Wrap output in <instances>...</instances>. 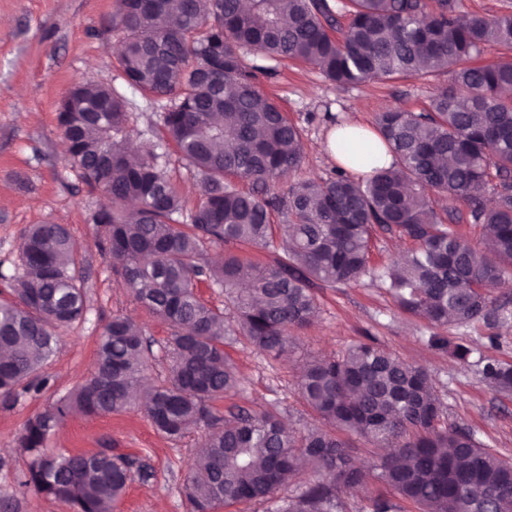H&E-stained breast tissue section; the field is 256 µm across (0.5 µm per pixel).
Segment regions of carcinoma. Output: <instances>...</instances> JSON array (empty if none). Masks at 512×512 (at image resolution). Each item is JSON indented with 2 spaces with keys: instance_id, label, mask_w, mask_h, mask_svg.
<instances>
[{
  "instance_id": "carcinoma-1",
  "label": "carcinoma",
  "mask_w": 512,
  "mask_h": 512,
  "mask_svg": "<svg viewBox=\"0 0 512 512\" xmlns=\"http://www.w3.org/2000/svg\"><path fill=\"white\" fill-rule=\"evenodd\" d=\"M118 0L111 39L126 83L166 101L160 120L198 176L187 210L164 154L127 151L128 112L115 90L81 78L88 112H61L70 160L111 206L92 212L98 246L112 271L146 309L167 321V383L144 384L151 345L134 321L115 315L103 328L93 376L51 411L23 426L28 480L74 512H113L128 482L122 454L45 453L46 441L76 410L120 414L145 399L157 431L181 439L213 419L210 403L237 388L224 345L243 338L271 358L288 351L318 313L315 284H348L368 271L376 229L413 243L403 261L378 278L398 307L438 326L497 317L491 291L512 275V12L494 18L460 10L458 0ZM348 16L341 37L338 16ZM487 44L508 56L491 65L474 58ZM251 53L302 61L338 85L370 78L448 73L424 112H382L376 129L394 156L379 165L364 146L342 140L340 153L370 171L341 167L321 182L277 186L303 159L299 128L256 84ZM251 183L242 191L232 182ZM501 190L485 199L492 179ZM467 204L483 226L481 245L463 236L456 212H437L432 195ZM286 214L284 255L268 265L224 253L213 266L200 245L266 247L271 215ZM78 246L62 224H33L19 246L13 298L0 301V397L42 386L57 330L85 311ZM224 289L235 316L205 304L198 284ZM432 341L466 363L472 349L446 336ZM484 378L512 395V364L488 362ZM298 389L325 422L286 430L271 413L240 410L212 426L185 484L191 512L234 503L272 504L267 512H338L342 492L364 480L338 432L355 431L394 455L378 479L395 498L368 499L366 512H512V461L482 448L470 432L441 425L442 408L424 369L368 343L338 359L303 364ZM308 482L281 500L298 475Z\"/></svg>"
}]
</instances>
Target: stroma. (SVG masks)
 I'll return each instance as SVG.
<instances>
[{"label": "stroma", "instance_id": "stroma-1", "mask_svg": "<svg viewBox=\"0 0 512 512\" xmlns=\"http://www.w3.org/2000/svg\"><path fill=\"white\" fill-rule=\"evenodd\" d=\"M116 9V0H0V299L10 296L24 230L51 222L65 225L83 247L87 305L82 318L58 331L55 352L41 369L47 387L39 393L20 389L10 400H0V503L9 504L11 512H71L68 504L26 484L29 458L19 448L18 436L29 419L91 376L98 338L113 315L124 314L142 324L154 354L150 381L160 382L168 375L163 352L171 328L133 300L100 253L90 214L105 200L83 183L67 158L59 131L61 100L79 76L116 88L126 99L131 142L161 145L183 199L190 206L196 203L197 178L167 140L159 123V105L128 88L118 58L108 48ZM447 82V74L440 73L426 79H374L340 86L312 66L289 60L278 64L275 74L257 75L258 87L301 132L303 161L290 176L294 182L324 181L334 175L335 161L318 145L337 122L351 119L372 128L378 114L389 108L425 111ZM411 247V241L398 233L377 232L370 274L348 285H316L317 318L300 333L287 357L269 358L243 340L228 344L226 353L239 384L235 392L213 401L214 415L224 418L243 408L273 413L290 427L319 424V416L298 390L301 366L369 343L423 367L441 402L443 423L470 430L481 446L512 460V396L494 391L479 373L481 359L512 362V282L492 292L506 302L496 325L469 322L444 328V335L463 338L471 346L470 362L462 364L449 350L432 346L433 328L402 312L372 276L374 269ZM201 436L197 430L169 440L137 405L117 415L73 413L46 448L58 455L110 448L134 459L115 512H189L183 485ZM346 441L367 479L364 488L343 495L339 512H361L367 496L389 492L377 478L381 451L354 434Z\"/></svg>", "mask_w": 512, "mask_h": 512}]
</instances>
